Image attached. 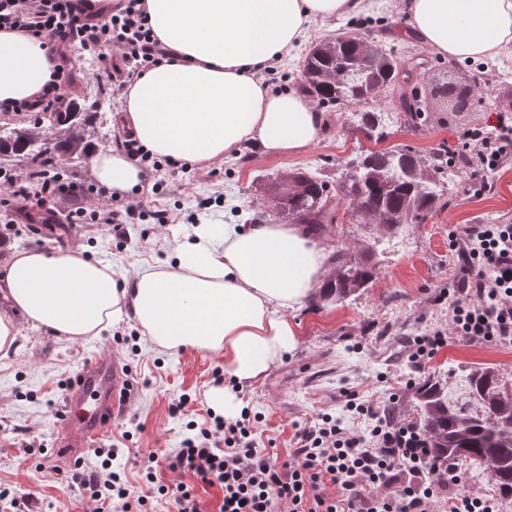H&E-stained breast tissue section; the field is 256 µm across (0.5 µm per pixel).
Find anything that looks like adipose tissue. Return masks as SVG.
<instances>
[{
	"label": "adipose tissue",
	"instance_id": "1",
	"mask_svg": "<svg viewBox=\"0 0 512 512\" xmlns=\"http://www.w3.org/2000/svg\"><path fill=\"white\" fill-rule=\"evenodd\" d=\"M168 60L124 95L118 119L152 153L213 164L244 143L271 156L317 143L324 117L299 92L274 93L255 68L281 60L311 25L406 8L414 33L435 52L493 60L512 45V0H146ZM55 63L38 37L0 29V102L35 100ZM96 180L117 192L141 182L126 155L98 150ZM329 250L295 224L194 226L172 260L120 284L110 265L70 250L20 251L0 284L31 322L71 339L132 319L160 349L223 355L239 386L255 383L295 350L288 319L317 293Z\"/></svg>",
	"mask_w": 512,
	"mask_h": 512
}]
</instances>
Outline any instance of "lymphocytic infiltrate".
I'll return each mask as SVG.
<instances>
[{"mask_svg": "<svg viewBox=\"0 0 512 512\" xmlns=\"http://www.w3.org/2000/svg\"><path fill=\"white\" fill-rule=\"evenodd\" d=\"M0 28L36 35L61 58L74 51L96 53L89 78L116 93L166 57L144 0H0ZM104 45L112 54L101 53ZM467 138L478 174L512 159V122L499 120L495 137L477 128ZM460 252L463 276L448 306V326L413 339V362L430 358L457 336L512 341V223L468 225ZM346 408L360 427L319 416L296 431L294 449L281 464L259 447L245 417L225 426L223 440L205 429L185 438L165 465L219 486L217 512H278L283 503L288 512H502L496 495L441 496L463 474L431 455L416 423L387 416L372 400L351 398ZM93 455L96 465L75 463L70 484L98 501L97 512H136L144 499L113 471L117 451L97 448ZM330 485L336 489L332 497L326 493Z\"/></svg>", "mask_w": 512, "mask_h": 512, "instance_id": "lymphocytic-infiltrate-1", "label": "lymphocytic infiltrate"}]
</instances>
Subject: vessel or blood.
<instances>
[{
	"label": "vessel or blood",
	"instance_id": "b4317fda",
	"mask_svg": "<svg viewBox=\"0 0 512 512\" xmlns=\"http://www.w3.org/2000/svg\"><path fill=\"white\" fill-rule=\"evenodd\" d=\"M133 382L116 358L97 357L73 378L66 393L67 410L57 429V455L68 462L77 457L122 414Z\"/></svg>",
	"mask_w": 512,
	"mask_h": 512
}]
</instances>
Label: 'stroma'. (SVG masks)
<instances>
[{"mask_svg":"<svg viewBox=\"0 0 512 512\" xmlns=\"http://www.w3.org/2000/svg\"><path fill=\"white\" fill-rule=\"evenodd\" d=\"M355 29L354 18L318 24L290 58L274 71L261 72L274 89H302L301 62L311 45ZM409 16L394 10L379 14L368 34L398 48L402 58L430 57L420 89L427 95L428 122L412 132L396 128L387 146L405 145L428 155L440 144L461 151L465 134L495 125L500 110L494 103L500 74H512V61L469 62L431 54L412 36ZM450 81L468 87L472 104L454 111L445 99L431 97L435 84ZM349 106L325 111L326 129L316 144L291 156H265L256 148L214 165L171 164L144 174V182L161 181L155 194L132 191L113 194L115 208L139 202L140 216L125 225L123 236L104 224L32 223L47 208L30 199L25 214H0V265L14 252L38 250L55 254L79 246L85 258L109 264L116 275L132 277L137 269L164 262L176 240L192 223L246 224L268 210L267 183L285 173L320 169L326 180L340 179L363 134L349 120ZM448 204L425 223L392 237L378 239L373 228L341 209L332 232L320 234L330 249L368 250L379 274L367 288L343 304L307 301L290 313L300 343L262 379L243 387L238 396L256 414V440L287 461L297 427L317 416L348 419L347 398L384 402L400 418L416 420L414 391L424 380L439 378L450 388L463 382L475 364L495 366L512 378V344L450 339L424 365L408 359V343L431 329L448 324L447 290L461 277L462 261L454 248L465 225L512 222V162L478 184L473 174L449 179ZM164 209L174 221L160 226L150 214ZM18 350L0 357V512H10L8 498L26 512H94L95 503L72 491L55 461L59 409L76 372L92 357H118L129 369L135 396L125 412L98 438V446L119 449L113 467L135 494L145 496L147 512H171L148 485L141 471L144 456L165 458L179 448L190 429L209 427L213 412L210 389L227 385L222 357L193 347L163 351L143 336L135 321L120 323L97 336L72 340L33 324L22 314ZM180 411L171 406L178 400Z\"/></svg>","mask_w":512,"mask_h":512,"instance_id":"1","label":"stroma"}]
</instances>
